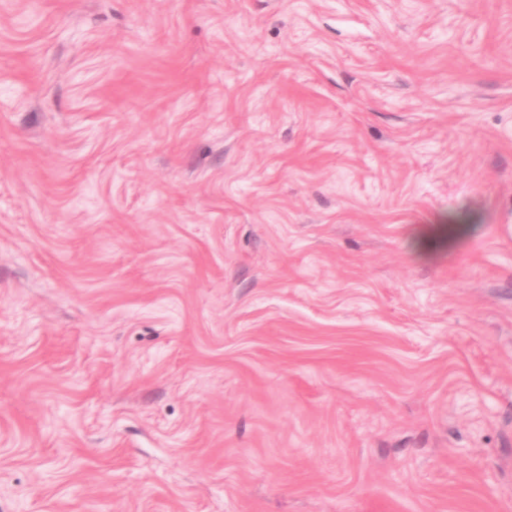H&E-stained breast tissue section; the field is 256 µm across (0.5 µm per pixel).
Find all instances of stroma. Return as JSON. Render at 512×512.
Returning a JSON list of instances; mask_svg holds the SVG:
<instances>
[{
	"instance_id": "1",
	"label": "stroma",
	"mask_w": 512,
	"mask_h": 512,
	"mask_svg": "<svg viewBox=\"0 0 512 512\" xmlns=\"http://www.w3.org/2000/svg\"><path fill=\"white\" fill-rule=\"evenodd\" d=\"M0 512H512V0H0Z\"/></svg>"
}]
</instances>
